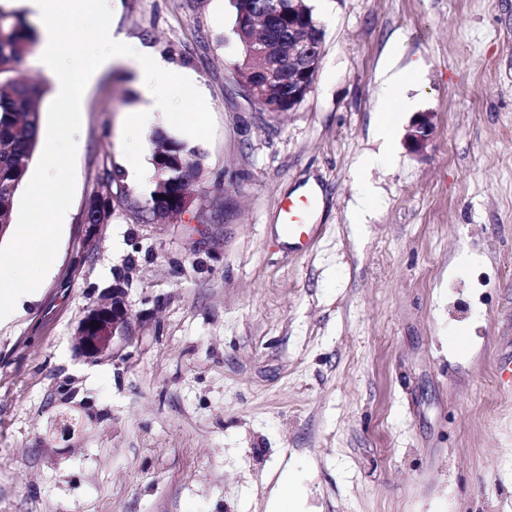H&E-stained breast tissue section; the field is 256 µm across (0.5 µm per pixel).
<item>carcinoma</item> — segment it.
Wrapping results in <instances>:
<instances>
[{
	"label": "carcinoma",
	"mask_w": 512,
	"mask_h": 512,
	"mask_svg": "<svg viewBox=\"0 0 512 512\" xmlns=\"http://www.w3.org/2000/svg\"><path fill=\"white\" fill-rule=\"evenodd\" d=\"M235 34L243 48L241 58L235 64V73L241 82L256 86L259 80L258 63L248 50V33L244 22L235 24ZM36 43L34 29L22 22L17 14L0 10V184L9 185L11 193L0 192V224L6 225L11 234L15 225L13 199L22 188L26 173L38 150L40 111L35 100L47 91L45 86L23 83L14 76L15 65ZM152 164L157 172L150 193L149 214L166 212L160 206L159 196L171 198L177 190L184 189L185 178L178 164H190L191 175L201 169L198 151L178 142L161 131L153 136ZM121 181V175L107 176L106 190L95 195L100 209L93 215L105 221L112 207V184Z\"/></svg>",
	"instance_id": "carcinoma-1"
}]
</instances>
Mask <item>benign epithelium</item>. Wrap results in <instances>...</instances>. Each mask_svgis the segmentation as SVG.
Masks as SVG:
<instances>
[{
    "instance_id": "benign-epithelium-1",
    "label": "benign epithelium",
    "mask_w": 512,
    "mask_h": 512,
    "mask_svg": "<svg viewBox=\"0 0 512 512\" xmlns=\"http://www.w3.org/2000/svg\"><path fill=\"white\" fill-rule=\"evenodd\" d=\"M288 0V38L275 44L254 41L252 54L267 59L261 82L267 88L286 93L288 111H293L311 92L322 60L321 25L312 10L298 11ZM436 132L435 115L418 112L406 130L404 145L414 155H424ZM132 314L126 302V288L121 282L112 284L108 299L88 307L77 329L78 353L90 362L117 358L134 344L131 332Z\"/></svg>"
}]
</instances>
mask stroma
Wrapping results in <instances>:
<instances>
[{
	"mask_svg": "<svg viewBox=\"0 0 512 512\" xmlns=\"http://www.w3.org/2000/svg\"><path fill=\"white\" fill-rule=\"evenodd\" d=\"M84 2L57 21L78 32L64 74L95 53ZM305 2L321 66L268 113L235 76V0H111L110 23L202 87L167 89L202 169L158 220L152 179H122L88 239L143 97L125 70L83 94L49 266L0 240V269L40 284L0 327V512H266L287 469L300 512H512V0ZM394 38L395 69L423 67L386 141ZM419 112L422 157L403 146ZM312 181L321 229L299 252L279 211ZM120 273L136 343L87 361L77 327ZM436 132L435 115L431 112L416 113L404 135V145L414 155H425ZM121 181V174L112 173L107 176V183H106V190L103 193L97 194L93 196L95 199H97L100 208L99 210L92 212L91 214L93 216H97L99 218L100 222L103 220L108 219L110 215V210L112 207V184L115 183L117 191L120 188L119 182Z\"/></svg>",
	"mask_w": 512,
	"mask_h": 512,
	"instance_id": "stroma-1",
	"label": "stroma"
}]
</instances>
